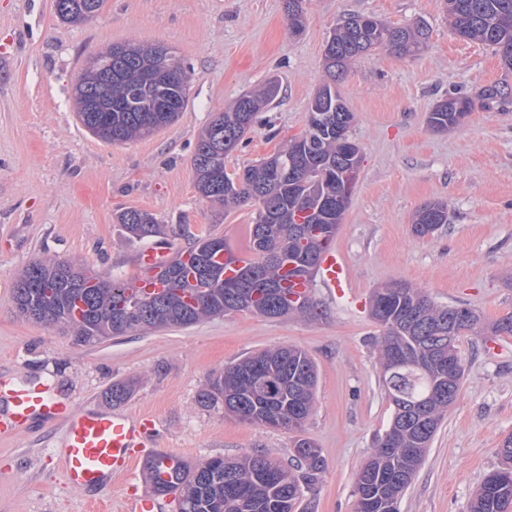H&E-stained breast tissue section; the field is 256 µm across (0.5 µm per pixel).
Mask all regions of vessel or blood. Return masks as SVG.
<instances>
[{
    "mask_svg": "<svg viewBox=\"0 0 512 512\" xmlns=\"http://www.w3.org/2000/svg\"><path fill=\"white\" fill-rule=\"evenodd\" d=\"M170 243L159 242L143 249L131 288L139 293L158 291L157 272L172 256ZM320 275L331 288L348 278L346 265L335 248H327L321 259ZM34 420L47 424L64 421L62 459L71 484L102 489L112 477L127 474L135 464L139 448L145 447L154 431L151 416L108 413L94 408L77 409L52 395L40 382L16 385L0 379V437L12 438Z\"/></svg>",
    "mask_w": 512,
    "mask_h": 512,
    "instance_id": "obj_1",
    "label": "vessel or blood"
}]
</instances>
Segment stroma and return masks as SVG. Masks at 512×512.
Here are the masks:
<instances>
[{
	"label": "stroma",
	"instance_id": "stroma-1",
	"mask_svg": "<svg viewBox=\"0 0 512 512\" xmlns=\"http://www.w3.org/2000/svg\"><path fill=\"white\" fill-rule=\"evenodd\" d=\"M305 26L293 33L283 0H106L80 25L62 23L54 0H0V374L41 379L75 406L152 415L158 447L184 460L234 458L266 450L289 463L293 435L203 407L209 377L264 349L295 345L318 369L306 434L325 469L303 495L302 512H354L356 476L387 429L393 407L379 382L369 312L374 288L407 282L442 306L475 310L491 323L512 313V98L474 105L464 124L438 133L429 112L448 91L477 95L512 86V71L487 46L457 38L442 0H306ZM368 14L393 26L421 21L429 39L418 54L385 50L355 62L337 89L354 114L351 136L363 156L335 248L345 262L343 291L316 282L323 313L313 319L234 312L188 328L75 342L59 326L18 315L17 273L64 260L131 279L147 240L129 238L116 214L147 211L161 239L189 236L247 244L253 207L224 210L202 198L191 164L212 113L279 76L269 110L224 163L228 171L268 157L305 128L309 102L325 80V42L341 17ZM161 44L183 62L188 103L155 135L110 144L76 118L73 92L87 62L112 44ZM448 205V222L420 238L414 211ZM463 387L399 512H468L512 436V337L464 336ZM133 383L112 405L113 382ZM64 423L32 421L0 439V512H122L128 489L150 492L143 462L99 492L69 484L58 450Z\"/></svg>",
	"mask_w": 512,
	"mask_h": 512
}]
</instances>
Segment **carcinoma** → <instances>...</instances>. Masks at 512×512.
I'll return each mask as SVG.
<instances>
[{
	"instance_id": "obj_1",
	"label": "carcinoma",
	"mask_w": 512,
	"mask_h": 512,
	"mask_svg": "<svg viewBox=\"0 0 512 512\" xmlns=\"http://www.w3.org/2000/svg\"><path fill=\"white\" fill-rule=\"evenodd\" d=\"M304 0H286L290 28H304ZM56 15L64 23L80 24L100 13L104 0H55ZM448 29L458 38L486 45L512 71V0H444ZM429 29L424 25L390 26L375 16L349 14L333 29L323 53L326 81L308 107L303 133L272 155L232 174L224 159L243 140L278 96L277 78L266 80L258 93L244 92L223 112L215 113L200 134L192 157L200 196L224 208L254 207L249 248L255 262L246 270L256 278L228 277L215 261L212 247H229L218 237H196L179 251L162 273L168 287L160 296L141 297L129 284L46 259L28 265L16 278L13 301L27 319L68 329L81 342L125 336L134 331L187 328L204 318L249 312L267 318L319 314L309 294L293 299L288 269L272 260L286 250L312 261L316 275L321 255L333 244L349 206L355 181L347 169L361 165L350 136L353 114L336 82L357 59L377 50L397 56L419 51ZM147 45L113 44L97 54L114 69L138 64ZM185 75L172 54L162 76L123 79L102 86L83 75L75 87L76 115L90 133L114 143L148 136L173 124L186 106ZM473 99L454 92L440 99L428 116L429 127L447 132L472 111ZM330 230L312 233L313 225L298 224L297 213L324 195L336 201ZM116 220L129 236H157L160 225L143 210L120 211ZM448 222L447 204L421 205L413 218V232L425 237ZM370 314L382 328L375 345L380 378L393 406V415L374 452L359 471L355 512H398V501L412 483L433 439L456 401L465 375L458 355L459 337L481 331L479 315L467 307L438 306L420 289L395 282L372 292ZM492 336H512V314L486 327ZM317 385V371L296 346H280L249 356L224 368L199 395L205 407L224 404V412L243 421L264 425L270 415L278 427L295 434L294 462L285 466L269 453L246 454L226 460L211 457L200 463L182 461L162 480L157 460L145 470L154 492L175 495L178 512H296L304 490L317 482L324 469L321 450L304 435ZM500 465L484 479L469 512H512V436L496 448Z\"/></svg>"
}]
</instances>
